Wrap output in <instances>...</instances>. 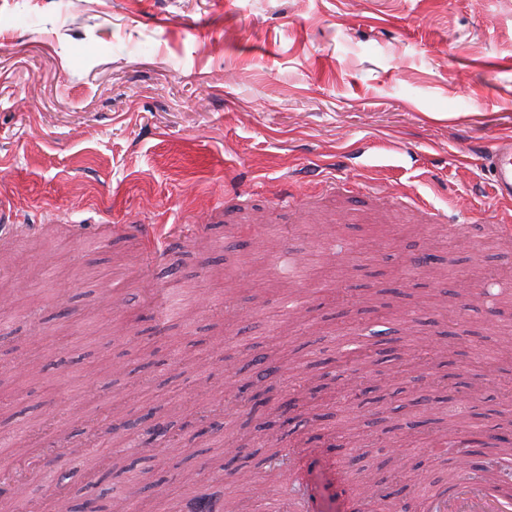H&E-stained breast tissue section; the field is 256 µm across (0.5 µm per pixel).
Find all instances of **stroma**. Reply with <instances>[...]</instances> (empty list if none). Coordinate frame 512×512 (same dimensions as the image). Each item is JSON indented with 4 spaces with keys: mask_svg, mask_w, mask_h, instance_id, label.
<instances>
[{
    "mask_svg": "<svg viewBox=\"0 0 512 512\" xmlns=\"http://www.w3.org/2000/svg\"><path fill=\"white\" fill-rule=\"evenodd\" d=\"M507 137L512 0H0V222L20 227L0 254L28 270L0 267V470L36 463L0 512L97 495L94 452L28 437L53 414L86 442L71 410L110 415L107 462H134L104 506L150 472L136 512L199 494L261 512L286 490L263 474L275 451L320 512H420L455 475L432 440L466 422L498 457L512 296L472 292L512 282V251L461 234L498 214L487 152ZM422 253L440 277L408 269ZM163 288L189 310L166 337L143 302ZM371 343L376 360L337 364ZM228 362L266 407L216 409ZM300 385L305 406L267 427ZM149 416L177 450L139 447ZM378 482L388 505L362 500Z\"/></svg>",
    "mask_w": 512,
    "mask_h": 512,
    "instance_id": "obj_1",
    "label": "stroma"
}]
</instances>
